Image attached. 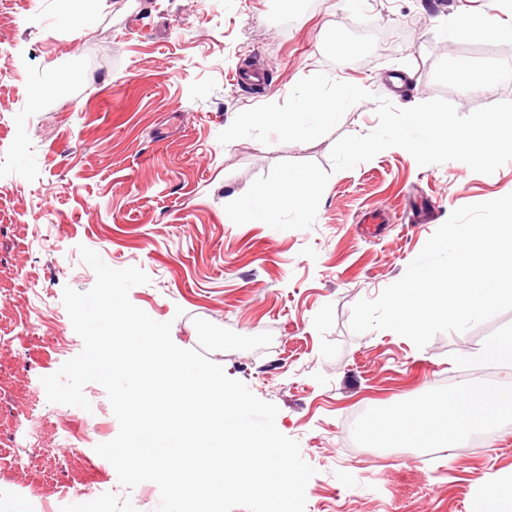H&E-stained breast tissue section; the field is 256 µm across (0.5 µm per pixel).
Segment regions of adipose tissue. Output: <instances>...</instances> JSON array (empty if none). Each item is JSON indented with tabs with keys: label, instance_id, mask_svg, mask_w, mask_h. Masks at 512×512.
Masks as SVG:
<instances>
[{
	"label": "adipose tissue",
	"instance_id": "adipose-tissue-1",
	"mask_svg": "<svg viewBox=\"0 0 512 512\" xmlns=\"http://www.w3.org/2000/svg\"><path fill=\"white\" fill-rule=\"evenodd\" d=\"M488 416L486 403L464 388L444 402L426 399L389 410L374 423L370 434L393 448L451 447L481 431Z\"/></svg>",
	"mask_w": 512,
	"mask_h": 512
}]
</instances>
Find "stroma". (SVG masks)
Returning a JSON list of instances; mask_svg holds the SVG:
<instances>
[{
	"instance_id": "1",
	"label": "stroma",
	"mask_w": 512,
	"mask_h": 512,
	"mask_svg": "<svg viewBox=\"0 0 512 512\" xmlns=\"http://www.w3.org/2000/svg\"><path fill=\"white\" fill-rule=\"evenodd\" d=\"M487 15L504 34L449 36L458 18ZM340 40L351 65L336 62ZM503 44L512 0H0V485L12 490L0 512H27L34 497L72 496L73 512H155L160 501L154 483L122 487L96 453L119 431L101 385L85 386L92 408H74L64 429L67 409L41 383L83 349L62 300L64 287L95 283L82 245L142 269L149 281L131 302L278 407L279 431L316 470L305 512H474L511 480L512 395L480 449L426 458L350 448L342 432L358 411L447 391L455 377L512 387V364L492 352L512 311L422 348L350 329L354 304L398 281L453 210L512 193V161L487 175L391 147L333 170L341 137L376 129L374 100L309 143L218 141L238 113L284 103L319 72L399 108L441 97L466 115L512 100V79L478 80L512 68ZM461 67L470 84L454 79ZM52 71L56 88L35 99ZM244 71L264 84L235 82ZM281 161L330 171L314 225L225 223L226 204Z\"/></svg>"
}]
</instances>
